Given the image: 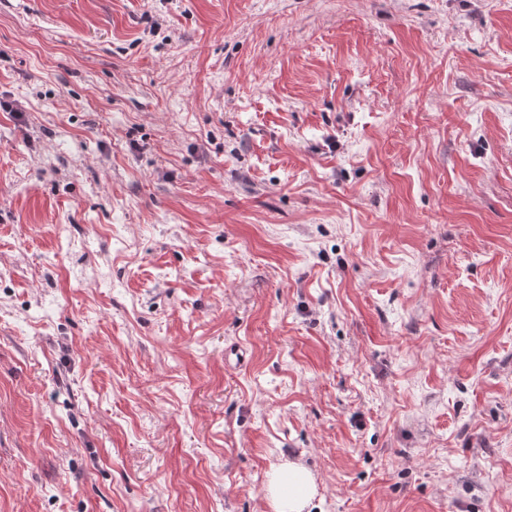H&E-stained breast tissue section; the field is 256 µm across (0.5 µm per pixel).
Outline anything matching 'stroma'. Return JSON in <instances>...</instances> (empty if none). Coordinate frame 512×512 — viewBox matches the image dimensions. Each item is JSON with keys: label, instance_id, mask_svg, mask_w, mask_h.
<instances>
[{"label": "stroma", "instance_id": "obj_1", "mask_svg": "<svg viewBox=\"0 0 512 512\" xmlns=\"http://www.w3.org/2000/svg\"><path fill=\"white\" fill-rule=\"evenodd\" d=\"M0 512H512V0H0ZM315 493V480L301 465L288 463L267 474L266 497L273 512H304Z\"/></svg>", "mask_w": 512, "mask_h": 512}]
</instances>
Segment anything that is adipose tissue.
Wrapping results in <instances>:
<instances>
[{"mask_svg":"<svg viewBox=\"0 0 512 512\" xmlns=\"http://www.w3.org/2000/svg\"><path fill=\"white\" fill-rule=\"evenodd\" d=\"M315 493V480L301 465H283L267 475L266 497L274 512H305Z\"/></svg>","mask_w":512,"mask_h":512,"instance_id":"obj_1","label":"adipose tissue"}]
</instances>
